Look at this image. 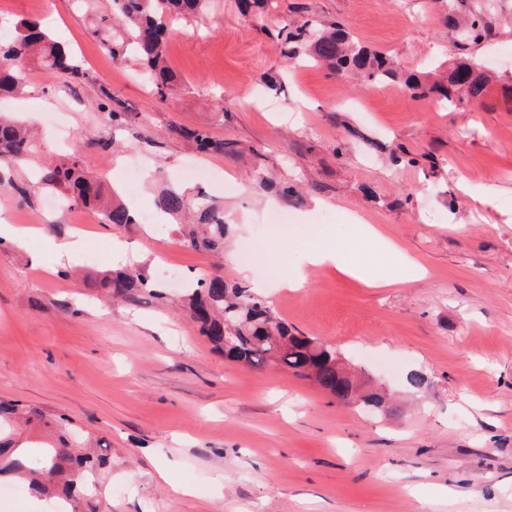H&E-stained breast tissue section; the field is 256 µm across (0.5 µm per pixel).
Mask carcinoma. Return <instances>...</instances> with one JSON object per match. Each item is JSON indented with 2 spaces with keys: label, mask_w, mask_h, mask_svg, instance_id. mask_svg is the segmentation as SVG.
<instances>
[{
  "label": "carcinoma",
  "mask_w": 512,
  "mask_h": 512,
  "mask_svg": "<svg viewBox=\"0 0 512 512\" xmlns=\"http://www.w3.org/2000/svg\"><path fill=\"white\" fill-rule=\"evenodd\" d=\"M91 18V35L115 61L136 58L148 76L152 93L162 101L177 91V82L167 64L169 42L181 33V21L202 12L208 0H112L111 14L94 12V0H75ZM457 44L465 47L488 39L492 28L480 15H471L460 23ZM10 38L0 39V95H21L29 86L30 74L38 67L51 75H61L77 86H87L96 95L98 108L114 127L133 124L141 116L130 111L112 90L90 74L77 54L60 42L36 20L18 19L11 24ZM281 37L282 54L291 63L309 58L320 63L334 76L359 75L373 83L396 80L398 63L379 52H371L341 28L323 27L310 19L285 24ZM488 81L483 62L461 61L448 73L447 83L428 84L409 76L405 87L418 97L435 95L450 102L480 98ZM169 133L186 141L202 154L232 155L233 142L209 131L188 126H173ZM38 153L35 138L24 122L0 117V184H9L18 203L30 206L44 194H57L68 208L94 212L101 224L127 226L137 217L103 181L86 174L79 155L68 154L39 167L37 175L26 181L21 173L33 166ZM155 210L165 217H183L181 234L185 245L195 251L221 254L229 224L224 205L206 193L193 197L168 187L154 199ZM87 287L100 290L130 304L140 302L151 284L139 265L117 270L89 271ZM185 310L206 337L224 356L251 366H264L276 359L296 375L314 380L323 390L348 405L359 400L357 408L366 413H381L383 397L374 392L351 395L352 380L344 375L336 353L313 339L292 332L276 317L265 301L249 290L224 281L222 276L199 279L185 289ZM44 413L18 401H0V474L13 473L31 484L43 483L41 495L51 502L50 512H97L89 495V479L107 467L108 458L101 449L71 438L59 430L58 442L49 443L26 458L14 457L19 446L17 432L10 424L18 419L42 420Z\"/></svg>",
  "instance_id": "obj_1"
}]
</instances>
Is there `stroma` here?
Here are the masks:
<instances>
[{"label": "stroma", "mask_w": 512, "mask_h": 512, "mask_svg": "<svg viewBox=\"0 0 512 512\" xmlns=\"http://www.w3.org/2000/svg\"><path fill=\"white\" fill-rule=\"evenodd\" d=\"M241 2L209 0L170 42L182 92L161 103L138 62L112 61L70 0H6L9 18L48 20L98 83L143 116L112 128L90 89L33 71L26 93L1 98L0 112L39 126V158L76 151L85 171L112 182L113 156L138 160L142 208H153L165 176L222 200L231 230L218 259L188 248L175 224H94L105 250L80 268H110L118 238L156 289L117 303L54 273L53 244L74 234L79 210L43 198L21 206L0 189L15 224L41 229L0 249V399L67 417L107 444L112 467L100 487L109 512H512V0L489 11L467 0L494 35L465 48L446 0H274L263 16ZM299 16L342 24L426 82L462 58L488 62L495 78L466 105L413 97L399 80L370 88L339 79L282 57L277 34ZM57 119L71 143L60 142ZM174 125L207 128L238 152L193 158L170 135ZM103 140L118 143L117 154L102 151ZM263 174L298 198L265 191ZM354 215L396 240L402 256L359 236ZM349 242L394 286L311 267L305 288L266 299L383 387L387 414L351 409L281 365L224 358L180 313L181 284L156 275L165 258L188 275L250 286L303 266L309 247ZM34 250L43 266L31 265ZM405 256L423 278L404 283ZM415 371L428 379L419 390L407 382ZM174 482L188 493H173Z\"/></svg>", "instance_id": "1"}]
</instances>
